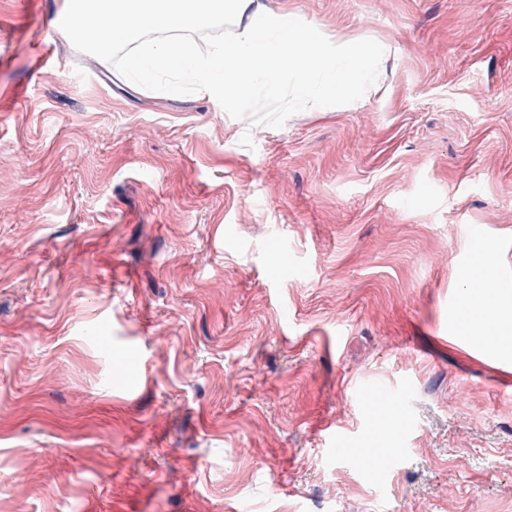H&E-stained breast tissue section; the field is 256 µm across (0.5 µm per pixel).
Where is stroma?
I'll use <instances>...</instances> for the list:
<instances>
[{
    "label": "stroma",
    "instance_id": "stroma-1",
    "mask_svg": "<svg viewBox=\"0 0 512 512\" xmlns=\"http://www.w3.org/2000/svg\"><path fill=\"white\" fill-rule=\"evenodd\" d=\"M262 2L376 92L235 119L0 0V512H512V345L458 330L482 253L512 289V0ZM359 452L370 467L380 474H386L395 463V456L385 448H363Z\"/></svg>",
    "mask_w": 512,
    "mask_h": 512
}]
</instances>
